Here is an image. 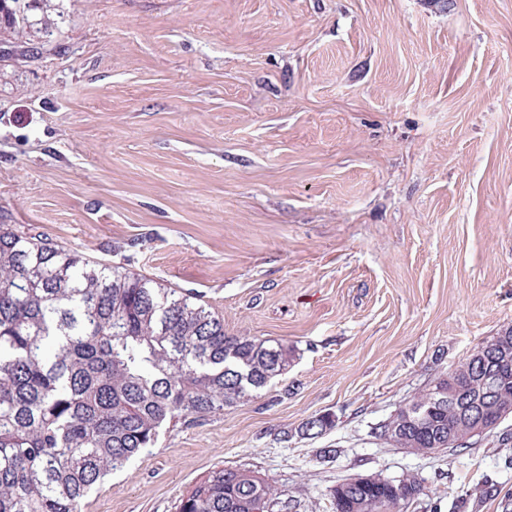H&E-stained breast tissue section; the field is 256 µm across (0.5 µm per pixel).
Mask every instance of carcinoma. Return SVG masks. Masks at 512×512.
Here are the masks:
<instances>
[{"label":"carcinoma","instance_id":"carcinoma-1","mask_svg":"<svg viewBox=\"0 0 512 512\" xmlns=\"http://www.w3.org/2000/svg\"><path fill=\"white\" fill-rule=\"evenodd\" d=\"M49 0H0V59H27L17 28L49 37ZM471 381L442 374L388 417L396 447L429 453L470 422L464 404L481 399ZM286 344L228 336L224 321L173 288L79 256L0 224V512H80L91 488L151 447L168 423L219 414L283 375ZM484 416H512V379L487 399ZM330 413L304 419L295 434L320 435ZM424 493L413 475L366 476L329 489L335 512H402ZM257 471L216 467L183 495L176 512H286Z\"/></svg>","mask_w":512,"mask_h":512}]
</instances>
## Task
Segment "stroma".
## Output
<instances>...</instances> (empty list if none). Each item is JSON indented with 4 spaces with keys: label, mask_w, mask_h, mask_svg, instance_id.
<instances>
[{
    "label": "stroma",
    "mask_w": 512,
    "mask_h": 512,
    "mask_svg": "<svg viewBox=\"0 0 512 512\" xmlns=\"http://www.w3.org/2000/svg\"><path fill=\"white\" fill-rule=\"evenodd\" d=\"M0 64V224L292 347L223 413L164 427L81 512H176L215 467L293 512L414 474L403 512H512L500 433L414 454L370 430L512 328V0H53ZM315 437L282 433L315 414ZM336 449L328 458L322 451ZM335 419L330 413L317 414L304 419L295 429L299 437L320 435L334 426Z\"/></svg>",
    "instance_id": "stroma-1"
}]
</instances>
